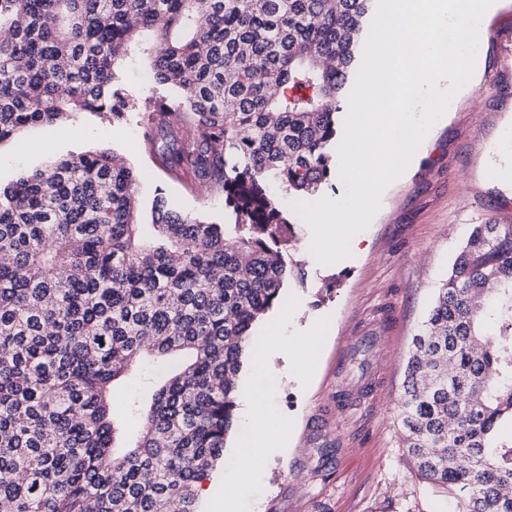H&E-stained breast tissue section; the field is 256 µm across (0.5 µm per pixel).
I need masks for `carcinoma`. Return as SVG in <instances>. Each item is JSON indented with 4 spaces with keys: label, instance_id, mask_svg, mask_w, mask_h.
I'll list each match as a JSON object with an SVG mask.
<instances>
[{
    "label": "carcinoma",
    "instance_id": "obj_1",
    "mask_svg": "<svg viewBox=\"0 0 512 512\" xmlns=\"http://www.w3.org/2000/svg\"><path fill=\"white\" fill-rule=\"evenodd\" d=\"M373 0H0V143L79 112L128 120L120 62L171 99L142 139L224 192L209 223L96 150L0 189V502L11 512H198L237 425L253 327L282 304L293 223L274 194L335 173L340 102ZM333 65H325V60ZM165 381L118 421L115 381ZM512 224H476L405 368L403 447L456 512H512Z\"/></svg>",
    "mask_w": 512,
    "mask_h": 512
}]
</instances>
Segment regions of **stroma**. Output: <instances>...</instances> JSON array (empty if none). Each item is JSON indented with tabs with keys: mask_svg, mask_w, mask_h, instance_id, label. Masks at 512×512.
I'll list each match as a JSON object with an SVG mask.
<instances>
[{
	"mask_svg": "<svg viewBox=\"0 0 512 512\" xmlns=\"http://www.w3.org/2000/svg\"><path fill=\"white\" fill-rule=\"evenodd\" d=\"M473 71L448 116L425 134L410 173L388 190L350 258L317 263L311 230L293 217L291 257L304 278H289L283 304L299 324L317 320L310 338L315 371L305 383L278 375L261 385L268 420L263 437L239 429L235 449L263 440L269 452L251 461L230 454L217 468L240 499V512H452L454 498L422 481L401 442L399 404L406 354L422 327L454 259L476 224H512V184L491 176L512 167V2L486 18ZM147 113L115 125L83 112L68 126L24 129L0 143V186L50 159L108 149L139 169V204L149 217L157 189L182 210L223 223L224 196L199 195L190 177L170 179L141 145ZM368 343L363 368L351 355ZM288 434L293 451L275 446Z\"/></svg>",
	"mask_w": 512,
	"mask_h": 512,
	"instance_id": "1",
	"label": "stroma"
}]
</instances>
